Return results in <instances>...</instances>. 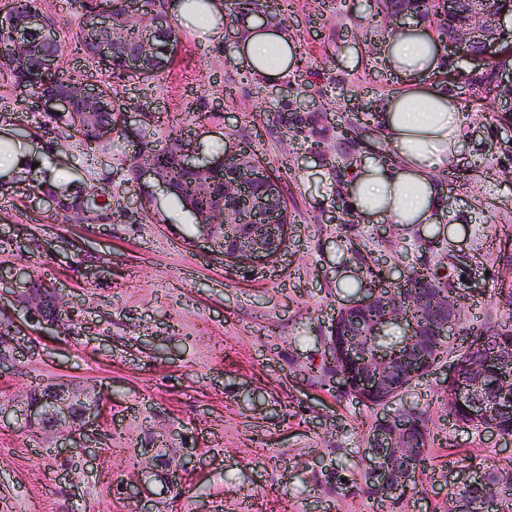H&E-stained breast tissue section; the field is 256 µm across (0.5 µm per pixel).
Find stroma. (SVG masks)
Here are the masks:
<instances>
[{"mask_svg":"<svg viewBox=\"0 0 512 512\" xmlns=\"http://www.w3.org/2000/svg\"><path fill=\"white\" fill-rule=\"evenodd\" d=\"M222 2L219 38L183 27L159 80H113L116 107L144 119L94 145L0 76V135L36 161L22 181L0 180V273L24 272L61 314L39 324L24 289L0 291V355L17 358L0 370V512H445L456 479L512 466V443L449 419L438 369L390 405L430 415L428 469L395 504L338 488L337 475L362 472L376 413L333 391L326 343L333 313L366 294L374 265L438 269L462 297L463 324L512 326L496 299L512 282V235L501 232L512 226V103L423 78L470 116L461 153L436 175L447 218L423 235L363 223L342 183L353 162L388 147L356 116L401 87L379 54L389 26L374 0H293L300 63L280 83L246 76L237 0ZM172 135L205 161L250 143L280 177L292 227L280 258L224 261L174 197L130 179L144 144ZM91 193L97 209L62 220L58 199ZM38 382L100 396L84 456L61 448L60 431L19 421ZM180 458L191 474L169 483Z\"/></svg>","mask_w":512,"mask_h":512,"instance_id":"35a3bbf8","label":"stroma"}]
</instances>
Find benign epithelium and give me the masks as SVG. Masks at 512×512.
<instances>
[{"mask_svg":"<svg viewBox=\"0 0 512 512\" xmlns=\"http://www.w3.org/2000/svg\"><path fill=\"white\" fill-rule=\"evenodd\" d=\"M393 3L390 20L400 24L401 20L417 17L415 0H390ZM448 18V37L445 45L452 48L455 60L477 62L466 72L469 85H489L499 97L512 98V67L493 68L487 56L472 50L474 45H483L488 50L499 51L512 58V0H442ZM140 28L146 32L134 41L129 55V65L140 67L147 61L167 58L171 54L168 39L173 18L169 10L151 13L141 6V0H124V14L117 16L109 12L90 11L84 14L83 27L94 35L97 59L109 60L112 55V40L120 26ZM0 27L10 31L13 59L24 71L30 72L33 88L38 81L60 67V54L43 49L47 42H60V35L47 23L41 9L32 10L19 17L13 10L0 18ZM98 82L80 80L60 93L38 94L44 103L55 108V113L71 119L73 130L82 134L95 130L97 137L112 131V124L102 121V114L114 108L112 100L100 93ZM244 155V147L237 146L230 153L200 164L189 140L184 141L180 152L181 167L200 178L202 189H213L212 176L224 172V182L238 188L235 163ZM282 187L278 179L267 174L264 184L252 188V200L256 208L277 213L278 194ZM197 224L202 238L211 251L226 260L239 263L270 262L281 256L285 242L289 239L288 224H244L233 220L224 208V200L211 212L198 216ZM385 286L373 287L362 298L339 308L332 319L330 333L333 344L328 346L331 355L333 383L343 391L349 384L357 383L380 404L391 402L403 395L412 384L431 372L427 367L428 355L443 344L454 341L459 325L455 305L426 296L418 303L416 317L403 312L397 302L384 306L385 313L370 317L369 311L386 298L385 291H394L406 282L399 276H385ZM400 324L403 343H383L391 323ZM493 368H512V350L498 344L485 343L480 348V358L470 365L468 373L460 374V366L453 361L448 365V379L454 381L448 396L452 409L463 407L473 423L484 421L490 408L512 399L501 389H494L486 371ZM101 413L99 401L77 394L60 384H50L33 393L27 405L26 417L31 426L58 428L66 425L84 427ZM413 421L407 412L400 410L376 418L372 432L363 449L369 484L372 489L384 493V500H398L414 482L419 469L415 459L421 438L410 436ZM459 485L493 488L487 471L478 468ZM469 512H512L511 505L498 504L497 498H485Z\"/></svg>","mask_w":512,"mask_h":512,"instance_id":"1","label":"benign epithelium"}]
</instances>
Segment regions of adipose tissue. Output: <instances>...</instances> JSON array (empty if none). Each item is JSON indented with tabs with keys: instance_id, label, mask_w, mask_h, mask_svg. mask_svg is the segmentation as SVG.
Wrapping results in <instances>:
<instances>
[{
	"instance_id": "ef3b65f1",
	"label": "adipose tissue",
	"mask_w": 512,
	"mask_h": 512,
	"mask_svg": "<svg viewBox=\"0 0 512 512\" xmlns=\"http://www.w3.org/2000/svg\"><path fill=\"white\" fill-rule=\"evenodd\" d=\"M240 25V53L251 73L270 83L279 81L297 59L292 38L280 26H264L250 16ZM381 55L404 81L377 117L392 159L352 167L347 194L354 210L368 221L381 219L404 230L441 223L442 191L435 174L463 148L467 115L454 97L415 83L416 77L435 73L442 65L441 48L427 30H390Z\"/></svg>"
}]
</instances>
